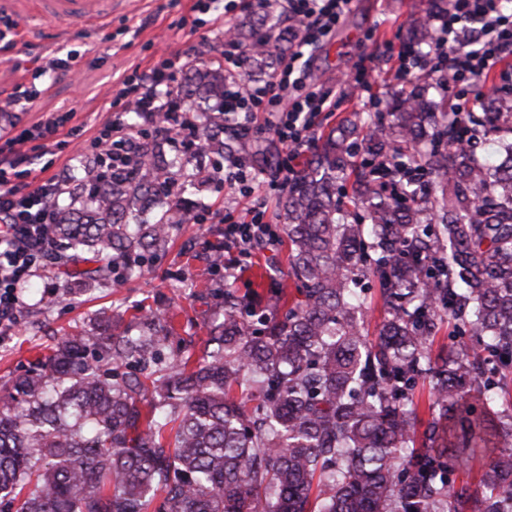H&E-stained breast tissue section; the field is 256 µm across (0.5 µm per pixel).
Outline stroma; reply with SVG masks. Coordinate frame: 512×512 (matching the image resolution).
Returning <instances> with one entry per match:
<instances>
[{"label":"stroma","instance_id":"stroma-1","mask_svg":"<svg viewBox=\"0 0 512 512\" xmlns=\"http://www.w3.org/2000/svg\"><path fill=\"white\" fill-rule=\"evenodd\" d=\"M167 2L130 0L115 9L104 26L92 31L74 26L63 37L55 25L32 30L22 18L0 12V28L12 23L18 32L16 47L0 51V106L5 103V91L30 82L32 60L59 46L77 51L75 64L82 83L76 86L61 79L47 85L23 114V122H31L44 112L70 108L76 110L81 121L105 115L112 100V81L136 65L163 56L177 62L194 60L200 70L216 68L224 50L219 32L205 27L190 31L187 22L195 17L193 0H177L172 8ZM424 4L425 0H352L349 13L332 38L304 48L297 62L304 73V90L337 102L336 111L321 114L314 141H321L351 112L368 113V101L373 96L404 87L398 75V53L406 44L404 24ZM366 57L372 59L376 71L374 82L363 89L354 77ZM141 129L147 142L159 143L171 160L167 178L173 192L179 193L191 209L207 204L222 211L235 206L238 194L207 178L188 187L186 172L179 165L186 155L182 145L157 137L149 124H142ZM223 240V225L181 224L174 228L167 247L145 264L139 277H127L123 265L117 276L100 281L70 278L61 265L37 271L31 284H38V291H31V285H20V319L11 335L0 340V380L22 373L29 361L46 352L63 333L90 327L103 316L127 321L138 308L177 312L178 339L193 341V355L201 356L211 323L223 314L210 290L223 287L224 279L219 276L210 283L199 279L198 274L209 266ZM286 255L280 244L247 259L233 292L247 297L259 269H268L275 276L286 271ZM65 284L70 286V294H62Z\"/></svg>","mask_w":512,"mask_h":512}]
</instances>
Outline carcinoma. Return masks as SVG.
Returning <instances> with one entry per match:
<instances>
[{"label":"carcinoma","instance_id":"1","mask_svg":"<svg viewBox=\"0 0 512 512\" xmlns=\"http://www.w3.org/2000/svg\"><path fill=\"white\" fill-rule=\"evenodd\" d=\"M448 0L408 22L407 46L426 56ZM270 40L245 44L267 64L285 52L281 21L259 18ZM384 112L332 130L279 200L291 246L286 277L300 298L253 282L232 293L202 356L161 361L176 335L169 312L137 333L108 317L58 338L50 354L0 383V512H492L512 503V449L491 452L476 488L449 475L512 437V94L480 95V111L448 115L428 90L445 81L423 65ZM179 94L224 101V72L198 71ZM494 137L477 157L472 143ZM150 164L112 179L89 204L59 209L61 249L107 276L113 254L144 263L191 215L171 201L140 213L166 173ZM354 175L351 192L344 181ZM378 281L383 318L365 327L364 280ZM270 294L284 317L243 318ZM459 336L432 356L440 326ZM429 387L423 421L415 390Z\"/></svg>","mask_w":512,"mask_h":512}]
</instances>
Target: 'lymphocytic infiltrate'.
Instances as JSON below:
<instances>
[{"label":"lymphocytic infiltrate","instance_id":"obj_1","mask_svg":"<svg viewBox=\"0 0 512 512\" xmlns=\"http://www.w3.org/2000/svg\"><path fill=\"white\" fill-rule=\"evenodd\" d=\"M276 5L284 16L298 20L304 46L330 38L349 11L351 0H239L240 10L254 4ZM506 0H449L448 14L436 23L439 40L433 51L453 83L489 73L512 58V8ZM76 51L48 52L33 72L32 83L16 85L0 106V326L11 329L18 320L17 288L37 269L56 262L57 213L62 195L70 193L71 175L47 173L42 156L59 147L74 110L47 112L25 124L20 114L42 93L38 78L46 74L72 77ZM247 55L232 39L224 41V118L257 132L274 133L285 145L279 165V187H287L304 147L321 113L333 111L336 103L317 93H302V81L293 75V57L280 61V74L261 82L242 76ZM119 89L111 105L114 117L102 122L96 134L85 140L73 158L85 169L87 184L104 175L127 176L144 169L142 143L134 128L125 123L128 112L154 125L156 133L175 138L196 137L199 122L189 112H177L176 64L163 58L143 71L119 76ZM211 178L220 184L242 185L248 205L238 215L211 211L201 206L194 215L197 224L224 227V245L238 257L224 267L225 284H234L242 261L258 250H269L278 241L266 219V203L259 192L256 174L248 172L242 158H228L215 168Z\"/></svg>","mask_w":512,"mask_h":512}]
</instances>
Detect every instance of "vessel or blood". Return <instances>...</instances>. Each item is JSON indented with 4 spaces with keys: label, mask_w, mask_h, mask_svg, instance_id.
Instances as JSON below:
<instances>
[{
    "label": "vessel or blood",
    "mask_w": 512,
    "mask_h": 512,
    "mask_svg": "<svg viewBox=\"0 0 512 512\" xmlns=\"http://www.w3.org/2000/svg\"><path fill=\"white\" fill-rule=\"evenodd\" d=\"M19 15L64 28H92L112 17L123 0H0Z\"/></svg>",
    "instance_id": "b4317fda"
}]
</instances>
